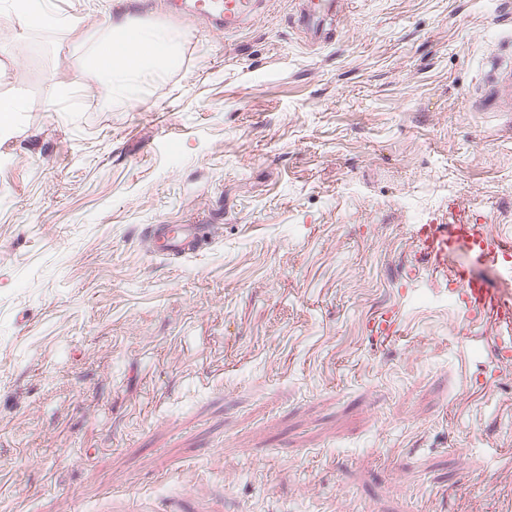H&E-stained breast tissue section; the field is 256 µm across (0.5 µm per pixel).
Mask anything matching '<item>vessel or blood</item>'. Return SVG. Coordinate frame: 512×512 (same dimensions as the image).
Masks as SVG:
<instances>
[{
  "instance_id": "b4317fda",
  "label": "vessel or blood",
  "mask_w": 512,
  "mask_h": 512,
  "mask_svg": "<svg viewBox=\"0 0 512 512\" xmlns=\"http://www.w3.org/2000/svg\"><path fill=\"white\" fill-rule=\"evenodd\" d=\"M337 7V0H303L297 23L305 31L318 33L321 17ZM194 8L216 29L231 33L244 25L257 5L255 0H196ZM211 233V226L205 224L160 225L153 236L163 255L183 257L196 252ZM414 238L434 270L447 275L468 316L496 331L501 359L512 358V301L492 293L475 272L476 266L497 264L512 274V238L489 232L484 224H423ZM462 254L468 255V262H459Z\"/></svg>"
}]
</instances>
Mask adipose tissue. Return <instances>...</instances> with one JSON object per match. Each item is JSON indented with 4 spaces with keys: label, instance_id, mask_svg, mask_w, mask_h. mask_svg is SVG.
Returning <instances> with one entry per match:
<instances>
[{
    "label": "adipose tissue",
    "instance_id": "obj_1",
    "mask_svg": "<svg viewBox=\"0 0 512 512\" xmlns=\"http://www.w3.org/2000/svg\"><path fill=\"white\" fill-rule=\"evenodd\" d=\"M0 16L21 28L33 23L52 29L70 25L51 0H11L8 7L0 6ZM108 27L113 33L108 41H101L98 33L87 32L69 46L71 54L90 68L107 70L106 92H135L143 75L163 70L176 59L177 44L163 30L135 26L126 17L109 22Z\"/></svg>",
    "mask_w": 512,
    "mask_h": 512
}]
</instances>
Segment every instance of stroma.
Instances as JSON below:
<instances>
[{
	"instance_id": "35a3bbf8",
	"label": "stroma",
	"mask_w": 512,
	"mask_h": 512,
	"mask_svg": "<svg viewBox=\"0 0 512 512\" xmlns=\"http://www.w3.org/2000/svg\"><path fill=\"white\" fill-rule=\"evenodd\" d=\"M52 2L0 18V96L70 91L0 136V512H512V363L413 237L512 235V14L348 0L313 44L299 0H147L179 57L128 97L68 52L127 0ZM4 3L9 7L4 8ZM0 15L18 27L27 28L32 22L47 28L63 29L72 25L70 20L52 6L51 0H19L4 2ZM258 4L251 0H198L195 11L210 20L216 29L228 34L240 29ZM211 234L212 227L206 224H182L175 228L160 225L153 230L155 247L163 255L172 257H183L196 252Z\"/></svg>"
}]
</instances>
